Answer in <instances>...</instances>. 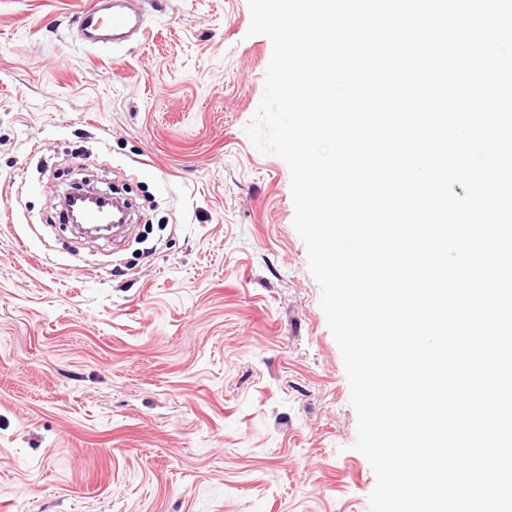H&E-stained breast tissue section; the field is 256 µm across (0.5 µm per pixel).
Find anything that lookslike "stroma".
<instances>
[{"mask_svg": "<svg viewBox=\"0 0 512 512\" xmlns=\"http://www.w3.org/2000/svg\"><path fill=\"white\" fill-rule=\"evenodd\" d=\"M0 0V512H370L376 477L290 171L246 133L270 40L248 0ZM128 193L73 235L81 178ZM138 4L139 0H95L80 18L84 43L117 47L135 34L144 35L147 17Z\"/></svg>", "mask_w": 512, "mask_h": 512, "instance_id": "1", "label": "stroma"}]
</instances>
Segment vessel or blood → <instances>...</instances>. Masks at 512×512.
Returning a JSON list of instances; mask_svg holds the SVG:
<instances>
[{
    "instance_id": "vessel-or-blood-1",
    "label": "vessel or blood",
    "mask_w": 512,
    "mask_h": 512,
    "mask_svg": "<svg viewBox=\"0 0 512 512\" xmlns=\"http://www.w3.org/2000/svg\"><path fill=\"white\" fill-rule=\"evenodd\" d=\"M146 21L139 0H94L81 15L79 32L86 45L116 47L145 33Z\"/></svg>"
}]
</instances>
